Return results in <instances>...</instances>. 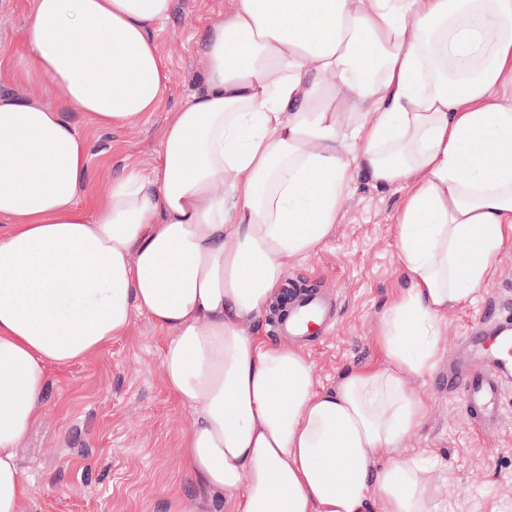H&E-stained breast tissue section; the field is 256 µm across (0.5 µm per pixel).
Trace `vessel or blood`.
<instances>
[{
  "mask_svg": "<svg viewBox=\"0 0 512 512\" xmlns=\"http://www.w3.org/2000/svg\"><path fill=\"white\" fill-rule=\"evenodd\" d=\"M288 294V305L273 324L275 334L313 342L332 333L333 310L319 290L292 288ZM465 342L478 364L456 372L448 384L462 394L474 423L490 427L500 420L502 388L512 382V318L469 331Z\"/></svg>",
  "mask_w": 512,
  "mask_h": 512,
  "instance_id": "b4317fda",
  "label": "vessel or blood"
}]
</instances>
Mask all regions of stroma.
I'll list each match as a JSON object with an SVG mask.
<instances>
[{"label": "stroma", "instance_id": "stroma-1", "mask_svg": "<svg viewBox=\"0 0 512 512\" xmlns=\"http://www.w3.org/2000/svg\"><path fill=\"white\" fill-rule=\"evenodd\" d=\"M226 4L175 0L157 33L169 76L165 110L136 128L112 130L90 127L74 114L89 142L92 190L105 191L110 177L130 163L152 173L169 110L204 88L199 40L209 23L223 18ZM30 22V0H0V95L30 94L51 103L50 82L26 65ZM399 200L395 190L360 176L328 239L288 269L296 285L325 289L336 303L334 335L302 349L317 387H333L346 371L381 360L374 337L393 295L408 285L396 263L392 216ZM510 309L512 245L479 293L449 311L434 369L413 381L427 412L409 445L441 460L443 471L428 469L421 478L447 480L449 512H512V388L503 394L500 424L484 431L449 394L442 374L470 328L493 325ZM161 347V336L140 315L129 335L94 358L52 370L42 414L19 450L31 488L24 512H166L173 493L198 494L181 468L180 443L191 415L161 384Z\"/></svg>", "mask_w": 512, "mask_h": 512}]
</instances>
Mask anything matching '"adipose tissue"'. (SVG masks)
Instances as JSON below:
<instances>
[{
    "instance_id": "adipose-tissue-1",
    "label": "adipose tissue",
    "mask_w": 512,
    "mask_h": 512,
    "mask_svg": "<svg viewBox=\"0 0 512 512\" xmlns=\"http://www.w3.org/2000/svg\"><path fill=\"white\" fill-rule=\"evenodd\" d=\"M173 0H31L30 67L56 105L0 97V512L31 490L17 449L51 368L146 316L160 379L192 413L186 471L226 512H435L409 450L448 312L512 243V0H228L205 89L171 112L154 178L87 196L102 129L160 111L154 27ZM396 189L409 285L379 363L316 389L298 350L251 325L328 238L359 176Z\"/></svg>"
}]
</instances>
